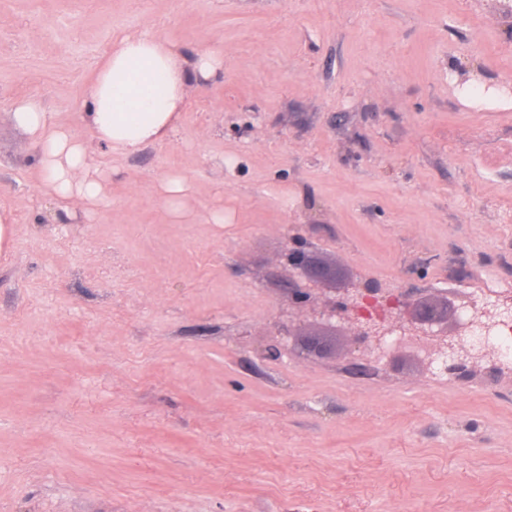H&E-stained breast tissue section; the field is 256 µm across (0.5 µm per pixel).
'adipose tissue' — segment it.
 Masks as SVG:
<instances>
[{
	"label": "adipose tissue",
	"mask_w": 512,
	"mask_h": 512,
	"mask_svg": "<svg viewBox=\"0 0 512 512\" xmlns=\"http://www.w3.org/2000/svg\"><path fill=\"white\" fill-rule=\"evenodd\" d=\"M223 72V51L200 48L188 55L158 34L123 33L113 38L106 60L86 90L84 119L112 155L134 154L171 139L188 88ZM13 121L34 141L43 186L67 218H76L79 211L103 199L105 176L90 171L82 139L54 124L50 114L31 100L16 103Z\"/></svg>",
	"instance_id": "obj_1"
}]
</instances>
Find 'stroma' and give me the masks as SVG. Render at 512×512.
Instances as JSON below:
<instances>
[{
	"label": "stroma",
	"mask_w": 512,
	"mask_h": 512,
	"mask_svg": "<svg viewBox=\"0 0 512 512\" xmlns=\"http://www.w3.org/2000/svg\"><path fill=\"white\" fill-rule=\"evenodd\" d=\"M224 52L169 140L95 143L116 35ZM33 99L118 168L66 219ZM237 166L226 174L220 158ZM193 186L177 223L157 194ZM0 512H512V379L377 361L288 300L370 282L455 311L512 281V24L495 0H0ZM224 210L230 220L215 224ZM295 325L319 353L271 349Z\"/></svg>",
	"instance_id": "obj_1"
}]
</instances>
